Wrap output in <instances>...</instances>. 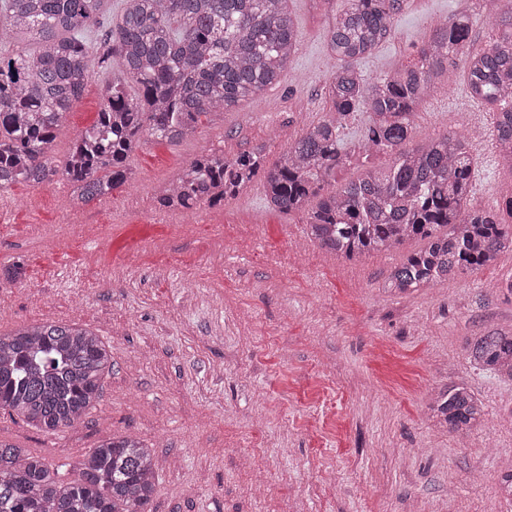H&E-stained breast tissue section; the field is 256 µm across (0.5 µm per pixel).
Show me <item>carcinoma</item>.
Returning <instances> with one entry per match:
<instances>
[{
    "instance_id": "carcinoma-1",
    "label": "carcinoma",
    "mask_w": 512,
    "mask_h": 512,
    "mask_svg": "<svg viewBox=\"0 0 512 512\" xmlns=\"http://www.w3.org/2000/svg\"><path fill=\"white\" fill-rule=\"evenodd\" d=\"M329 28L338 66L326 82L330 111L265 165L263 149L192 160L158 202L166 208L215 206L261 179L267 200L303 215L308 238L348 260L425 242L386 277L390 296L412 294L495 264L512 250V197L472 210L473 134L410 144L412 117L438 81L452 80L454 58L470 36L471 16L437 24L417 58L369 79L354 62L390 34L408 0H347ZM0 0V190L45 185L58 177L82 205L112 195L136 177L128 159L144 137L193 136L214 109L261 99L296 51L288 0ZM38 36L31 50L25 35ZM98 68L112 73L96 122L56 161L57 129ZM464 81L472 98L496 110V154H512V37L468 55ZM368 113L362 153L387 154L323 192L336 170L356 160L343 130ZM473 368L512 381V327L467 339ZM111 352L93 330L65 322L33 323L0 334V414L49 432L78 424L101 398ZM426 414L467 436L487 422L483 402L463 384L432 391ZM156 489L152 448L134 435L108 439L80 462V478L62 482L44 458L0 440V512H147Z\"/></svg>"
}]
</instances>
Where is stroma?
<instances>
[{"label": "stroma", "mask_w": 512, "mask_h": 512, "mask_svg": "<svg viewBox=\"0 0 512 512\" xmlns=\"http://www.w3.org/2000/svg\"><path fill=\"white\" fill-rule=\"evenodd\" d=\"M298 46L261 100L211 114L193 137L147 138L129 157L134 182L109 203L64 216L57 184L14 185L0 216V266L25 277L0 288V333L35 322L97 330L112 371L95 408L45 433L0 415V439L47 459L64 482L83 454L115 435L153 448L150 512H512L496 488L512 461V382L474 369L467 337L512 325L497 265L406 297L381 285L417 250L409 240L347 261L307 244L300 215L267 206L261 184L195 217L156 215V193L201 153L263 148L278 162L329 110L336 68L326 35L346 0H288ZM512 0H410L390 37L357 68L372 78L407 61L437 21L472 16L466 52L501 38ZM104 80L93 77L56 132V160L90 127ZM478 127L470 204L512 197V170L490 143L493 116L467 91L435 87L413 140ZM148 224L149 245L113 247L115 230ZM462 383L488 422L467 439L431 426L432 390Z\"/></svg>", "instance_id": "1"}]
</instances>
